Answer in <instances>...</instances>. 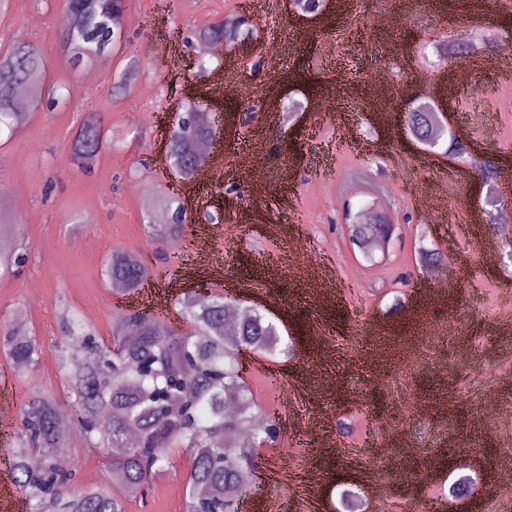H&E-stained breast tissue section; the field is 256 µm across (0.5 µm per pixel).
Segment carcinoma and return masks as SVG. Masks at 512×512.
Returning <instances> with one entry per match:
<instances>
[{
    "instance_id": "1",
    "label": "carcinoma",
    "mask_w": 512,
    "mask_h": 512,
    "mask_svg": "<svg viewBox=\"0 0 512 512\" xmlns=\"http://www.w3.org/2000/svg\"><path fill=\"white\" fill-rule=\"evenodd\" d=\"M114 3L75 5L78 16L60 39L64 66L71 72L107 63L116 52L109 15ZM249 35L235 18H225L200 33L210 43H231ZM30 89L34 104L44 101L70 107L65 85L46 80L39 48L15 42L0 51V134H10L22 122L15 111V90ZM213 138L199 120L186 128L175 126L168 153L174 171L185 180L194 177L198 156ZM108 139L97 113H85L72 145V160L92 167ZM448 159L474 167L488 183L498 179L489 160L471 157L463 148L448 151ZM181 224H164L161 241L175 243L183 236ZM26 261L17 246H0V276L12 275ZM150 273L137 253L116 251L104 275L118 294L139 290ZM189 329L125 311L114 321L112 344L96 338L95 329L79 314L65 312L60 319L63 342L56 351L64 373L68 401L32 389L20 412V426L12 450L16 482L31 512H128L129 504L144 496L151 474L188 460L183 512H239L245 475L255 466L261 448L275 442L273 424L259 412L256 400L241 375L238 351L287 355L276 325L265 314L251 310L232 336L224 333V297L185 292L178 300ZM83 347L82 363L68 357L70 342ZM0 353L17 373L33 371L42 344L20 321L0 316ZM238 399L235 413L224 410V395ZM134 432L136 442L118 457H106L103 467L121 492L97 486L71 488L76 470L66 464L79 459L86 448H113ZM80 435L85 448H76L72 435ZM39 458L33 467L29 459Z\"/></svg>"
}]
</instances>
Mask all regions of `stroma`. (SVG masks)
<instances>
[{"mask_svg": "<svg viewBox=\"0 0 512 512\" xmlns=\"http://www.w3.org/2000/svg\"><path fill=\"white\" fill-rule=\"evenodd\" d=\"M249 4L256 35L248 53L221 60L230 77L250 86L248 100L212 88L207 78L186 81L198 55L196 33ZM473 0H350L346 12L318 20L293 12L289 0H195L170 8L169 0H128L125 52L141 62L136 92L115 97L121 61L96 66L84 82L60 61L55 0H11L0 16V44L39 43L49 79L61 81L71 99L97 112L112 144L92 170L70 160L81 112L33 108L21 128L0 138V223L9 243H27V262L0 279V313L24 321L43 344L31 378L13 377L9 399L22 408L32 387L65 399L54 345L58 315L77 312L103 340L129 302L113 295L103 266L115 251L136 252L156 263L148 238L143 197L180 189L189 206L205 210L223 185H235L224 221L207 242L185 234L184 262L147 284L148 289H188L221 282L236 289L291 338L294 354L246 356L245 379L262 412L287 430L288 464L271 480L270 453H262L251 483L248 512H269L295 489L319 449L313 420L331 423L334 458L324 460L323 512H339L348 489L364 512H512V503L490 496L484 472L512 475V443L502 442L512 422V242L500 236L501 210L475 195L474 169L405 143L396 116L412 88L431 92L445 81L435 47L461 49L469 71L448 104V127L478 151L504 161L501 182L512 183V0L475 19ZM401 88L387 101L373 93L377 72ZM320 96L323 112L285 114V107ZM198 98L217 110H251L249 121L219 140L222 181L178 184L163 152L166 115ZM265 153L269 180L279 196L253 194L236 160L251 145ZM292 177H285V167ZM373 204L396 226L385 258L367 262L347 226L351 212ZM270 216L294 235L295 259L258 223L242 222L245 210ZM444 259L448 292L430 297L432 268L418 251ZM492 247L488 268L482 252ZM323 254L336 281V301L320 305L299 268ZM404 350L411 357L375 378L371 357ZM279 377L280 395L270 382ZM494 448L487 466L477 446ZM186 464L167 480H150L145 502L129 512H182ZM381 471L392 491L370 498L367 475ZM477 482L471 498L449 497L456 476Z\"/></svg>", "mask_w": 512, "mask_h": 512, "instance_id": "35a3bbf8", "label": "stroma"}]
</instances>
